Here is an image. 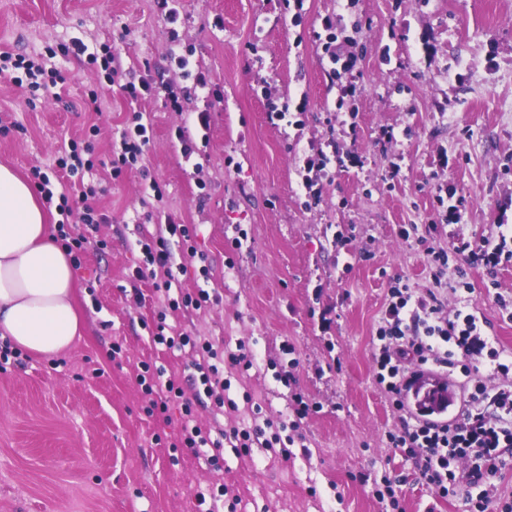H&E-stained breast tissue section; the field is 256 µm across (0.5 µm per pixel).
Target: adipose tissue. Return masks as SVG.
<instances>
[{
    "instance_id": "adipose-tissue-1",
    "label": "adipose tissue",
    "mask_w": 512,
    "mask_h": 512,
    "mask_svg": "<svg viewBox=\"0 0 512 512\" xmlns=\"http://www.w3.org/2000/svg\"><path fill=\"white\" fill-rule=\"evenodd\" d=\"M76 276L28 184L0 164V338L52 356L82 336Z\"/></svg>"
}]
</instances>
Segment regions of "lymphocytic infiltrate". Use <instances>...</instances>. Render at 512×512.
<instances>
[{"instance_id": "f902f5d3", "label": "lymphocytic infiltrate", "mask_w": 512, "mask_h": 512, "mask_svg": "<svg viewBox=\"0 0 512 512\" xmlns=\"http://www.w3.org/2000/svg\"><path fill=\"white\" fill-rule=\"evenodd\" d=\"M87 57L100 63L107 77L118 75L121 64L117 52L104 50L91 52L83 42L72 46L46 47L44 54L29 59L6 51L0 52V76H12L15 85L26 86L30 94L47 90L48 86L64 83L61 72L51 66L57 54ZM150 141V127L143 122L142 113H135L132 122L120 133V143L113 148L110 164L113 175L132 167ZM68 157L59 158L58 167L66 180L54 184L41 169H34L35 186L46 202H57L61 214L59 222L62 247L72 262H79L80 253L88 242L85 228L96 224V210L91 201L98 195L95 186L85 184L84 175L93 169L90 158L93 144L70 143ZM78 196L85 204L81 222H73L71 196ZM188 243V257H195L192 248L193 232L185 224L168 221L165 231L144 232L139 244L144 255V268L136 269V277L151 273L157 293L165 296L171 310L179 308L201 309L210 300L206 290L197 294L184 293L180 298L170 295L175 278L174 255L171 238ZM467 255L471 263L486 268H496L512 260V250L506 240L482 239L479 243L458 241L452 250L432 252L438 273L448 268L449 254ZM444 291L440 288H418L407 282H396L390 289V301L377 330L379 344L375 352L377 385L389 397L398 414V424L388 435L392 447L405 451L416 464L419 475L440 494L450 489H463L479 484L486 476L493 475L512 461V355L492 347L479 318L472 312L459 309L454 314L444 311ZM165 324H158L152 336L154 343L170 349H191L196 354L191 371L185 381H178L166 374L165 367L143 365L138 378L152 401L146 412L162 417L172 401L180 402V447L203 453L208 464L221 469L225 444H233L237 455H249L253 444L269 447L265 427L258 414L249 420L234 422L230 427L204 428L193 419V401L204 396L212 400L216 410L236 414L237 403L227 390L223 363H230L239 372H247L250 359L235 353L222 354L212 342L185 332L166 335ZM489 358V377L479 374L477 362ZM416 359L424 366L435 367L440 373H461L466 379L467 397L463 407L451 421L441 423L430 418H419L405 410L404 379L407 362ZM460 459L471 460L467 469L457 468Z\"/></svg>"}]
</instances>
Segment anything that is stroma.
<instances>
[{"label":"stroma","mask_w":512,"mask_h":512,"mask_svg":"<svg viewBox=\"0 0 512 512\" xmlns=\"http://www.w3.org/2000/svg\"><path fill=\"white\" fill-rule=\"evenodd\" d=\"M177 8L171 25L157 0H0V50L33 57L80 40L111 46L122 64L110 82L99 64L57 55L66 81L33 108L0 78V116L16 124L0 134V164L53 175L64 143L93 141L90 180L102 190L93 205L103 216L76 271L84 332L65 364L35 355L0 373V512H198L195 489L216 483L239 495L236 512H394L375 495L387 477L398 481L401 512H475L482 487L441 497L388 447L396 418L375 381L373 349L391 283L426 288L435 271L400 227L437 225L438 249L512 230V0ZM328 18L355 57L340 76L319 40ZM180 55L206 74V88L181 78ZM144 78L155 94L123 92ZM350 83L357 93L342 96ZM277 108L288 122H270ZM136 112L151 125L150 143L136 170L112 177L103 162ZM201 112L205 130L195 125ZM187 123L185 144L176 131ZM332 143L339 153L312 197L299 160ZM152 182L163 192L153 209L143 203ZM440 185L461 200L459 219L447 221ZM169 216L197 229L198 256L185 259L179 287L216 291L219 301L168 312L167 324L244 343L255 365L231 381L238 406L254 401L275 420L290 415L292 391L316 403L302 426L309 454L285 461L228 447L217 471L178 447V425L146 414L142 363L179 376L191 359L152 344L161 304L151 277L134 276L141 224ZM339 230L352 233L341 249ZM448 285L449 305L473 308L494 346L512 353V320L495 301L512 295V261L491 271L450 255ZM288 371L292 389L279 380Z\"/></svg>","instance_id":"35a3bbf8"}]
</instances>
